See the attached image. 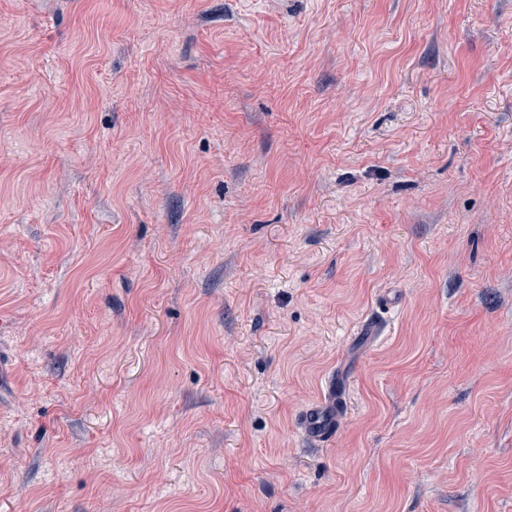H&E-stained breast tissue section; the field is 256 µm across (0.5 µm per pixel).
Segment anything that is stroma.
<instances>
[{
    "label": "stroma",
    "instance_id": "stroma-1",
    "mask_svg": "<svg viewBox=\"0 0 512 512\" xmlns=\"http://www.w3.org/2000/svg\"><path fill=\"white\" fill-rule=\"evenodd\" d=\"M0 369V512H512V0H0ZM302 427L313 442L329 440L334 430V423L316 411H308L302 418Z\"/></svg>",
    "mask_w": 512,
    "mask_h": 512
}]
</instances>
